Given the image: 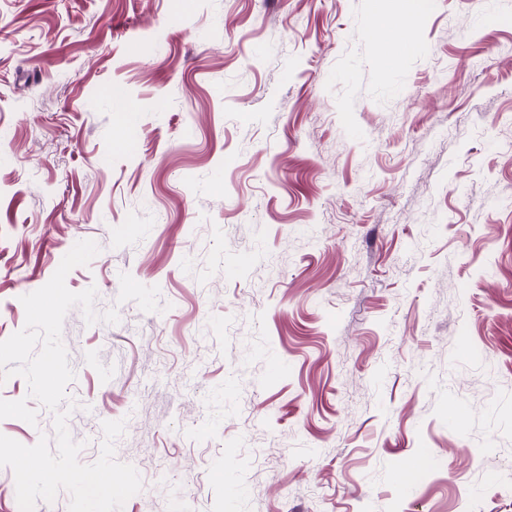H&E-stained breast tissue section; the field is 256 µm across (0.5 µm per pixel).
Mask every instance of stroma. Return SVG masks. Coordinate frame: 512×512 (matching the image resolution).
Here are the masks:
<instances>
[{
	"label": "stroma",
	"instance_id": "35a3bbf8",
	"mask_svg": "<svg viewBox=\"0 0 512 512\" xmlns=\"http://www.w3.org/2000/svg\"><path fill=\"white\" fill-rule=\"evenodd\" d=\"M370 2L0 0V341L94 241L68 429L124 421L122 512H512V0L389 64Z\"/></svg>",
	"mask_w": 512,
	"mask_h": 512
}]
</instances>
